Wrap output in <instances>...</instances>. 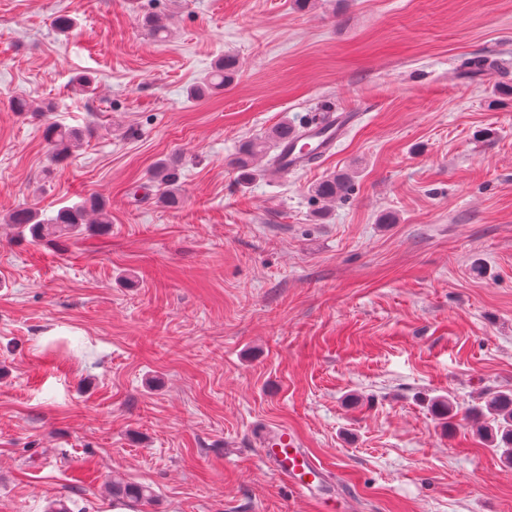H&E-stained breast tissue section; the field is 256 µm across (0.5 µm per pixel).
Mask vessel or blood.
<instances>
[{"label": "vessel or blood", "mask_w": 512, "mask_h": 512, "mask_svg": "<svg viewBox=\"0 0 512 512\" xmlns=\"http://www.w3.org/2000/svg\"><path fill=\"white\" fill-rule=\"evenodd\" d=\"M357 118L354 112H329L302 124L297 133L289 136L281 146V173L288 175L304 170L309 165L310 156L332 155L345 130ZM260 456L301 496H310L314 485L324 479L320 465L305 449L299 447L294 435L287 430L282 429L269 436L261 448Z\"/></svg>", "instance_id": "b4317fda"}]
</instances>
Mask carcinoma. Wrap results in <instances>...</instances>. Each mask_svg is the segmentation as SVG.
Segmentation results:
<instances>
[{
    "label": "carcinoma",
    "mask_w": 512,
    "mask_h": 512,
    "mask_svg": "<svg viewBox=\"0 0 512 512\" xmlns=\"http://www.w3.org/2000/svg\"><path fill=\"white\" fill-rule=\"evenodd\" d=\"M144 26L157 39L168 37L169 27L159 17L147 16ZM239 64L236 58L224 56L218 59L205 82L190 89L189 96L202 99L210 92L229 85L238 74ZM293 125L281 122L270 128L265 134L254 140H247L242 145L235 164L246 179L251 170V162L257 157L267 158L268 165L276 166L278 147L288 138ZM45 137L52 146L55 155L64 156L70 152L74 143L81 140L82 133L52 122L45 128ZM152 178L164 185L165 191L161 202L169 208H177L182 203L178 188V175L175 163L161 161L156 164ZM351 177L347 174L335 175L315 183L311 188L313 198L322 202H332L344 196L350 186ZM5 223L13 225L18 233H26L34 239L51 241L75 236L85 223L89 226H103L110 223L106 203L98 196L92 195L77 207H63L48 221L40 220L39 215L28 207H17L5 218ZM471 420L489 417L496 425V448L502 450L505 460L512 464V391L497 390L484 397V404L472 406L465 411ZM112 495L129 502L141 503L152 497L150 488L136 483L112 485Z\"/></svg>",
    "instance_id": "1"
}]
</instances>
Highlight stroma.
Listing matches in <instances>:
<instances>
[{
	"instance_id": "obj_1",
	"label": "stroma",
	"mask_w": 512,
	"mask_h": 512,
	"mask_svg": "<svg viewBox=\"0 0 512 512\" xmlns=\"http://www.w3.org/2000/svg\"><path fill=\"white\" fill-rule=\"evenodd\" d=\"M227 55L235 81L190 99ZM343 111L333 156L241 181L245 139ZM49 121L85 130L67 157ZM89 194L105 231L3 222ZM490 390H512V0H0V512H110L116 481L151 487L135 512H317L260 458L284 426L331 512H512V468L434 406ZM152 178L165 187L161 202L166 207L178 208L182 203V196L179 193L175 163L167 160L157 163L153 169ZM350 182L351 177L348 174L335 175L316 182L311 188V195L322 202L336 201L347 193Z\"/></svg>"
}]
</instances>
